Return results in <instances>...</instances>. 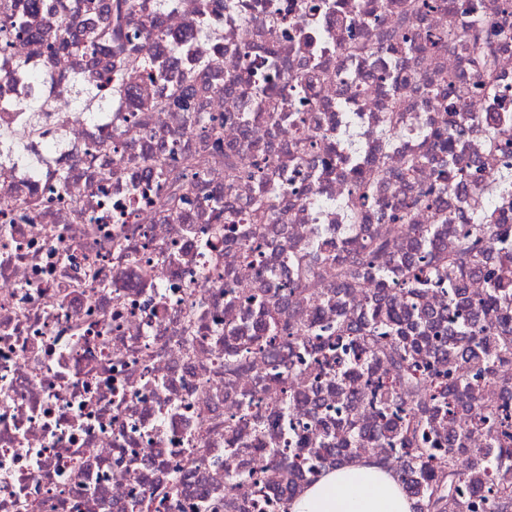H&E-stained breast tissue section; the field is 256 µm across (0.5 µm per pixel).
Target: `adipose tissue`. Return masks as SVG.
Returning <instances> with one entry per match:
<instances>
[{"label": "adipose tissue", "instance_id": "obj_1", "mask_svg": "<svg viewBox=\"0 0 512 512\" xmlns=\"http://www.w3.org/2000/svg\"><path fill=\"white\" fill-rule=\"evenodd\" d=\"M287 512H411L394 471L367 459L324 471L289 500Z\"/></svg>", "mask_w": 512, "mask_h": 512}]
</instances>
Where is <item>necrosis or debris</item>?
<instances>
[{"label": "necrosis or debris", "mask_w": 512, "mask_h": 512, "mask_svg": "<svg viewBox=\"0 0 512 512\" xmlns=\"http://www.w3.org/2000/svg\"><path fill=\"white\" fill-rule=\"evenodd\" d=\"M124 2L6 0L38 42L0 16V512H282L340 466L337 436L391 452L370 434L391 364L325 336L360 326L367 299L414 324L447 317V276L412 291L410 265L446 260L474 217L512 224V33L492 45L490 89L471 43L446 37L476 17L512 30V14L504 0H374L368 15L365 0ZM64 22L120 27L129 53L77 54ZM404 31L445 41L400 54ZM450 157L464 177L441 193ZM260 196L266 210H248ZM423 227L443 249L414 251ZM504 253L512 236L464 279L469 303ZM426 334L419 370L456 379L447 327ZM511 369L470 377L453 418L416 397L422 447L442 454Z\"/></svg>", "instance_id": "4bbe7bcc"}]
</instances>
